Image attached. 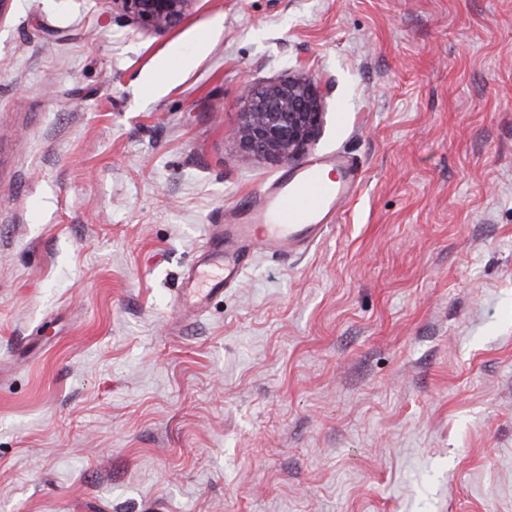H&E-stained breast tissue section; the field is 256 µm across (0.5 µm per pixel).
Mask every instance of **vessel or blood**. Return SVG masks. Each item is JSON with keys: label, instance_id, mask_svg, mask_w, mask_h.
Masks as SVG:
<instances>
[{"label": "vessel or blood", "instance_id": "vessel-or-blood-1", "mask_svg": "<svg viewBox=\"0 0 512 512\" xmlns=\"http://www.w3.org/2000/svg\"><path fill=\"white\" fill-rule=\"evenodd\" d=\"M356 188L353 169L341 156L318 157L279 176L245 202L239 219L212 233L214 247L204 259L203 272L183 288L181 306L199 308L224 286L238 282L254 251H294L322 238L328 217Z\"/></svg>", "mask_w": 512, "mask_h": 512}]
</instances>
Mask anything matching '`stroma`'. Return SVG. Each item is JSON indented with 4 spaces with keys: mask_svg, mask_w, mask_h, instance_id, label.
I'll return each mask as SVG.
<instances>
[{
    "mask_svg": "<svg viewBox=\"0 0 512 512\" xmlns=\"http://www.w3.org/2000/svg\"><path fill=\"white\" fill-rule=\"evenodd\" d=\"M293 75L360 188L182 316ZM0 512H512V0H8ZM191 0H109L120 4L142 27L162 33L174 25ZM189 64V59L184 56H179L177 59V63L173 64L170 60L165 61L160 64L159 69L157 72L146 78L144 80V87L147 92H150L153 90L156 83L162 79V80H173L175 79L181 69ZM238 123L232 131L245 156L286 163L304 153L323 116L317 80L304 76L246 87L240 97Z\"/></svg>",
    "mask_w": 512,
    "mask_h": 512,
    "instance_id": "stroma-1",
    "label": "stroma"
}]
</instances>
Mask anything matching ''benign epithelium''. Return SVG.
<instances>
[{
    "label": "benign epithelium",
    "mask_w": 512,
    "mask_h": 512,
    "mask_svg": "<svg viewBox=\"0 0 512 512\" xmlns=\"http://www.w3.org/2000/svg\"><path fill=\"white\" fill-rule=\"evenodd\" d=\"M110 2L119 4L142 27L162 33L180 20L190 0ZM322 116L323 97L317 80L290 76L259 89H244L232 135L244 155L286 163L307 150Z\"/></svg>",
    "instance_id": "1"
}]
</instances>
